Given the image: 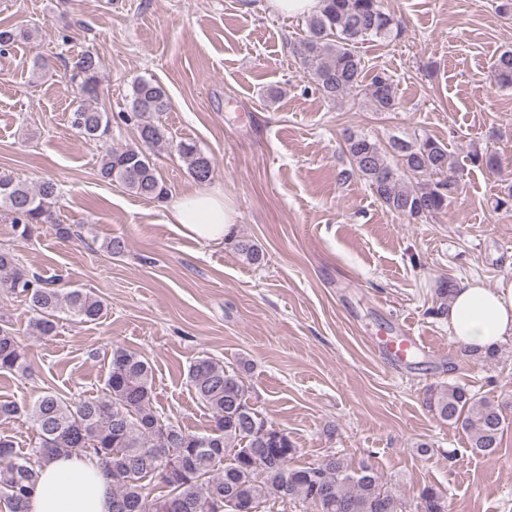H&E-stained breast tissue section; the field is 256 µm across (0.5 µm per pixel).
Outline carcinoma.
Masks as SVG:
<instances>
[{
	"label": "carcinoma",
	"mask_w": 512,
	"mask_h": 512,
	"mask_svg": "<svg viewBox=\"0 0 512 512\" xmlns=\"http://www.w3.org/2000/svg\"><path fill=\"white\" fill-rule=\"evenodd\" d=\"M395 26L383 0H323L322 9L309 16L306 37L294 43L293 53L325 98L358 99L377 115L389 114L399 109L392 79L379 72L363 84L357 44L388 38ZM28 36L25 30L0 28V53ZM100 69V58L89 51L71 66L72 79L80 82L86 99L71 112L70 123L89 141L100 139L111 124L108 113L93 104ZM490 78L512 86V50L494 60ZM129 108L122 120L137 123L143 144L166 141V129L156 121L169 108L160 83L135 81ZM345 145L349 168L339 173L340 179H364L386 208L409 221L447 213L448 198L458 189L457 168L449 161L447 146L424 137L397 140L389 152L361 133L348 134ZM177 149L195 180H210L212 161L195 143L181 141ZM99 173L139 197L162 200L168 194L150 156L139 146L105 149ZM58 197L52 179L29 187L0 174V212L23 240L31 237L35 225L52 222ZM236 249L251 264L264 259L251 241H238ZM0 291L24 298L37 336L53 335L65 317L93 322L104 311L98 298L78 289L51 287L42 276L19 267L7 252L0 253ZM453 291L452 282H439L436 314L445 315ZM27 368L15 330L0 318V372ZM188 379L211 414L210 427L202 434L155 411L153 369L144 356L125 348L112 350L102 398L72 401L46 391L23 407L0 402L1 421L23 413L37 434L27 454L0 436V504L8 512H28L38 467L63 454L93 455L102 461L112 480V512H247L288 501L309 504L316 512H404L401 498L368 465L353 469L334 453L308 466L291 465L297 448L287 432L275 430L254 407L249 387L234 369L201 357L190 366ZM426 405L439 420L463 430L473 453L488 459L498 455L505 428L500 405L449 383L431 387ZM419 498L417 512H448V496L435 486L424 487Z\"/></svg>",
	"instance_id": "1"
}]
</instances>
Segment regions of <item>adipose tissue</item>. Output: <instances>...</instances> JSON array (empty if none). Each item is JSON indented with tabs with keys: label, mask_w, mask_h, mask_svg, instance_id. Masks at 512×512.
Here are the masks:
<instances>
[{
	"label": "adipose tissue",
	"mask_w": 512,
	"mask_h": 512,
	"mask_svg": "<svg viewBox=\"0 0 512 512\" xmlns=\"http://www.w3.org/2000/svg\"><path fill=\"white\" fill-rule=\"evenodd\" d=\"M181 234L202 242H220L235 213L216 192L179 196L167 209ZM448 326L459 344L483 351L512 339V290L500 292L476 282L456 288L448 304ZM112 481L93 457L59 456L42 463L29 512H110Z\"/></svg>",
	"instance_id": "ef3b65f1"
}]
</instances>
